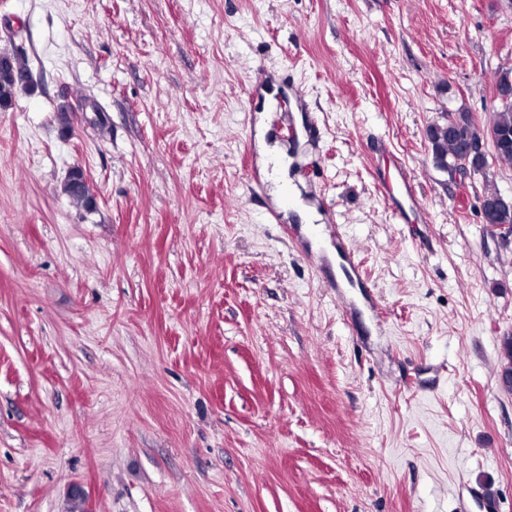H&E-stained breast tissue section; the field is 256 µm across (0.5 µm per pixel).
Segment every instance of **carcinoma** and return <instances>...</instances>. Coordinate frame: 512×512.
I'll use <instances>...</instances> for the list:
<instances>
[{
  "label": "carcinoma",
  "mask_w": 512,
  "mask_h": 512,
  "mask_svg": "<svg viewBox=\"0 0 512 512\" xmlns=\"http://www.w3.org/2000/svg\"><path fill=\"white\" fill-rule=\"evenodd\" d=\"M26 69L25 58L18 54L7 65L0 64V106H8L15 93L25 88L18 80V73ZM434 165L448 171L458 153V149L467 140L486 138L495 140L496 151L493 156L501 163L512 164V97L498 102V108L492 113L488 123H477L468 112H449L444 121L433 123L426 131ZM63 190L83 208L94 207L90 187L81 184L80 192H75L73 182L68 180Z\"/></svg>",
  "instance_id": "carcinoma-1"
}]
</instances>
